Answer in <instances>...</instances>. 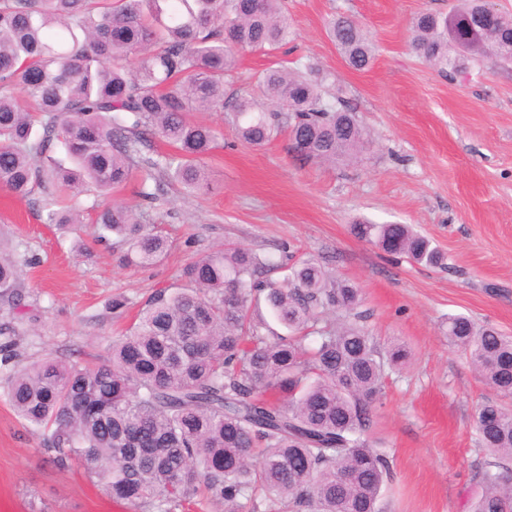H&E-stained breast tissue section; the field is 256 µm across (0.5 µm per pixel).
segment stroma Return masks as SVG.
Segmentation results:
<instances>
[{
  "instance_id": "obj_1",
  "label": "stroma",
  "mask_w": 512,
  "mask_h": 512,
  "mask_svg": "<svg viewBox=\"0 0 512 512\" xmlns=\"http://www.w3.org/2000/svg\"><path fill=\"white\" fill-rule=\"evenodd\" d=\"M457 0H281L294 40L273 54L244 53L224 76L227 96L258 94L265 69L314 64L329 75L369 133L361 161L302 160L287 135L261 148L240 142L219 112L191 120L216 127L207 159L211 188L186 195L163 184L141 202L139 179L114 192L140 206L145 224L168 237L158 263L126 268L98 241L97 199L65 196L78 224L42 220L44 194L25 199L0 188V246L22 264L16 309L0 307L25 355L94 362L154 291L183 287L182 268L223 244L260 255L314 258L360 288L364 328L377 342L404 343L410 363L388 371L370 439L394 460L382 512H470L483 457L472 425L496 399L442 323L465 314L512 335V62L470 61L443 76L416 55L410 23L450 11ZM356 20L373 44L369 69L347 66L328 35L332 18ZM407 224L447 257L446 268L388 255L353 225ZM122 296L123 309L112 300ZM18 512H102L110 499L80 467L51 461L39 433L0 393V500Z\"/></svg>"
}]
</instances>
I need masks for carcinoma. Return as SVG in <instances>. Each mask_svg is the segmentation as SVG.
Wrapping results in <instances>:
<instances>
[{
  "label": "carcinoma",
  "mask_w": 512,
  "mask_h": 512,
  "mask_svg": "<svg viewBox=\"0 0 512 512\" xmlns=\"http://www.w3.org/2000/svg\"><path fill=\"white\" fill-rule=\"evenodd\" d=\"M479 6L425 12L411 25L415 52L448 77L466 61L512 59V16L464 37ZM294 32L280 0H0V187L27 198L52 185L106 195L133 163L188 193L209 189L216 128L193 111L229 113L240 140L263 147L281 132L305 160L358 159L368 141L355 108L327 96L311 64L269 68L264 101L224 95V74L244 50L275 52ZM330 35L346 63L366 68L372 46L350 18ZM29 101L20 106L16 92ZM161 139L174 152L142 156ZM61 147L70 162L54 157ZM46 224H78L75 208L45 204ZM98 239L141 268L170 250L136 210L114 201ZM388 254L434 267L445 256L406 224H356ZM269 255L225 246L186 264L184 288L158 290L98 364L52 356L27 362L0 328V383L60 468L83 465L117 505L135 512H379L393 478L372 445L373 408L386 370L408 351L377 345L361 325L360 289L316 259L286 278ZM20 269L0 253V298H18ZM265 302L291 332L271 336L253 308ZM339 325H318V311ZM448 343L503 397L512 396V336L450 315ZM474 427L484 451L473 512H512V410L488 400Z\"/></svg>",
  "instance_id": "obj_1"
}]
</instances>
